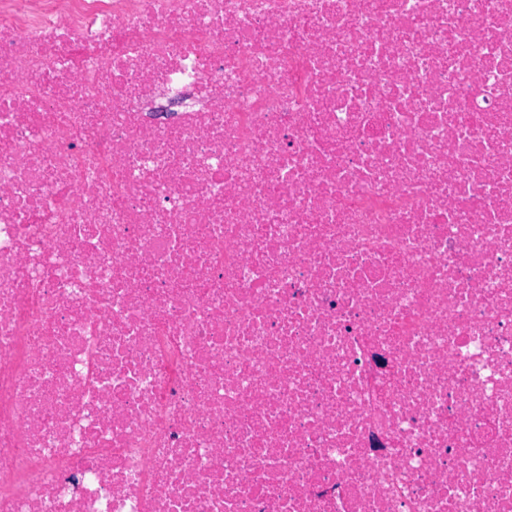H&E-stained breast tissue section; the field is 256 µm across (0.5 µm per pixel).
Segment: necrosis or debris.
Instances as JSON below:
<instances>
[{
	"mask_svg": "<svg viewBox=\"0 0 512 512\" xmlns=\"http://www.w3.org/2000/svg\"><path fill=\"white\" fill-rule=\"evenodd\" d=\"M0 512H512V0H0Z\"/></svg>",
	"mask_w": 512,
	"mask_h": 512,
	"instance_id": "1",
	"label": "necrosis or debris"
}]
</instances>
